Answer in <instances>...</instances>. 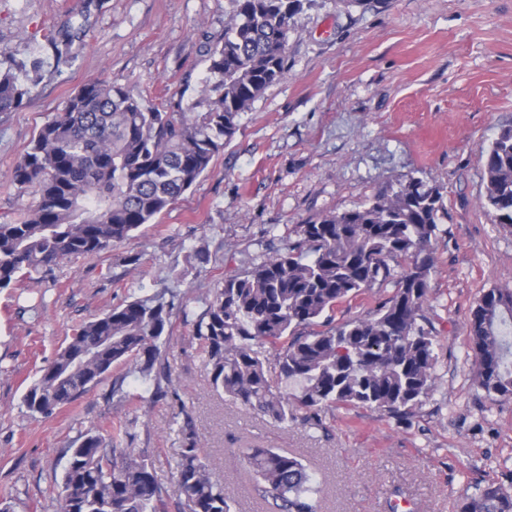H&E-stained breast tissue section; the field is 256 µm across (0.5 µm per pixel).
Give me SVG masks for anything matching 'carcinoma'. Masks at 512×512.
Listing matches in <instances>:
<instances>
[{
  "mask_svg": "<svg viewBox=\"0 0 512 512\" xmlns=\"http://www.w3.org/2000/svg\"><path fill=\"white\" fill-rule=\"evenodd\" d=\"M310 0H231L223 41L208 53V92L182 112H165L119 80L83 84L31 139L13 172L39 188L36 207L0 222V289L37 281L68 258L99 255L157 218L213 167L238 118L288 65L291 20ZM77 32L52 39L57 65L75 59ZM43 57L0 70V112L22 107L41 78ZM484 206L512 232V125L481 151ZM448 208L440 187L410 177L361 205L298 224L285 247L224 279L195 316L214 392L286 424L320 421L336 404L401 416L428 395L434 336L419 324L429 300L435 244ZM401 271H396V268ZM394 283L362 317L334 323L336 305ZM165 288L107 310L74 331L23 395L51 417L98 387L115 366L152 380L177 314L190 310ZM479 386L512 395V289L491 288L472 313ZM297 385L290 392L273 385ZM137 421H109L106 433L78 431L56 501L59 512H166L167 488L154 462L132 447ZM174 465L182 512H234L212 478L201 440L185 421ZM254 490L270 512H317L314 478L277 448L246 449ZM460 512H512V494L489 483Z\"/></svg>",
  "mask_w": 512,
  "mask_h": 512,
  "instance_id": "cac0c4a2",
  "label": "carcinoma"
}]
</instances>
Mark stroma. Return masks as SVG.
<instances>
[{
    "label": "stroma",
    "mask_w": 512,
    "mask_h": 512,
    "mask_svg": "<svg viewBox=\"0 0 512 512\" xmlns=\"http://www.w3.org/2000/svg\"><path fill=\"white\" fill-rule=\"evenodd\" d=\"M229 0H0V52L41 48V80L23 108L0 113V222L37 204L12 172L38 129L90 80H119L160 109L200 97L207 53L224 37ZM84 34L71 67L49 42ZM512 125V0H312L293 20L288 69L241 113L238 131L201 178L159 218L111 251L66 260L47 278L0 290V502L42 512L55 498L78 430L137 419L136 448L173 486L186 408L213 476L237 512H267L243 452L297 455L319 487L318 512H458L478 482L512 492V397L476 380L471 314L488 289H512V232L483 206L482 146ZM415 177L448 207L430 278L425 326L435 336L434 383L402 420L367 407L325 409L322 423L280 425L212 391L192 320L176 319L157 367L170 392L108 401V384L49 418L22 397L39 368L83 322L165 288L189 310L225 278L278 248L287 226L340 213ZM212 261L198 272L193 247ZM138 259L131 268L130 259Z\"/></svg>",
    "instance_id": "obj_1"
}]
</instances>
